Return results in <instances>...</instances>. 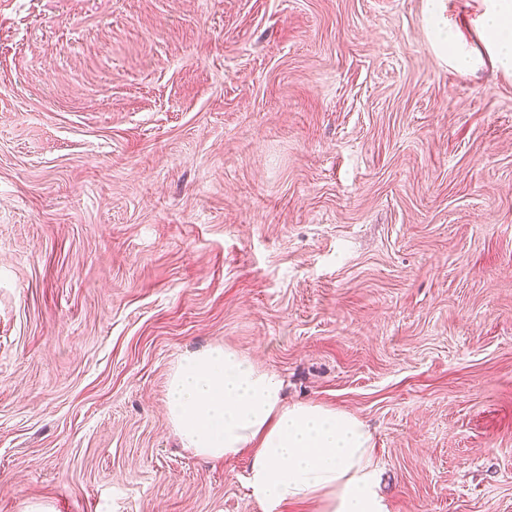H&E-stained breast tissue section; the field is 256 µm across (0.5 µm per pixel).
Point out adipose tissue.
Masks as SVG:
<instances>
[{
    "label": "adipose tissue",
    "mask_w": 512,
    "mask_h": 512,
    "mask_svg": "<svg viewBox=\"0 0 512 512\" xmlns=\"http://www.w3.org/2000/svg\"><path fill=\"white\" fill-rule=\"evenodd\" d=\"M439 8L429 0L428 28L443 57L458 70L476 67L480 57L446 28ZM475 23L492 61L512 71V0H483ZM167 409L196 455L249 453L248 485L267 512L308 499L320 512H388L367 425L326 406L285 404L282 380L233 349L184 355L169 380Z\"/></svg>",
    "instance_id": "1"
}]
</instances>
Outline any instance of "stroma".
Instances as JSON below:
<instances>
[{
  "instance_id": "obj_1",
  "label": "stroma",
  "mask_w": 512,
  "mask_h": 512,
  "mask_svg": "<svg viewBox=\"0 0 512 512\" xmlns=\"http://www.w3.org/2000/svg\"><path fill=\"white\" fill-rule=\"evenodd\" d=\"M0 0V512H264L167 383L368 425L388 512H512V74L480 0ZM428 2V28L443 57L448 58V63L457 70L472 69L480 64L481 57L473 55L461 41L459 35L446 28L439 12V1L430 0Z\"/></svg>"
}]
</instances>
